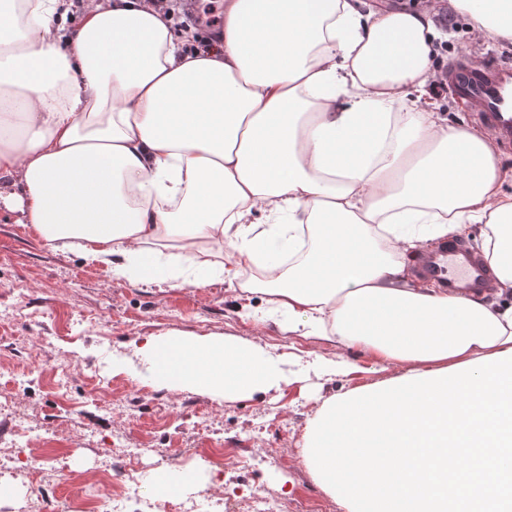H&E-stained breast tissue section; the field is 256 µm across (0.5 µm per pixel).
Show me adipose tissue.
<instances>
[{
  "label": "adipose tissue",
  "instance_id": "adipose-tissue-1",
  "mask_svg": "<svg viewBox=\"0 0 512 512\" xmlns=\"http://www.w3.org/2000/svg\"><path fill=\"white\" fill-rule=\"evenodd\" d=\"M450 2L512 46V0ZM434 15L224 0L190 52L194 30L149 0H0V199L47 246L131 282L164 249L177 263L156 282L171 288L294 255L266 285L265 319L330 343V372L354 355L414 375L510 350L512 167L489 133L419 105L437 79ZM475 224L488 298L414 273L416 253ZM135 351L158 382L218 401L292 381L233 335L171 330Z\"/></svg>",
  "mask_w": 512,
  "mask_h": 512
}]
</instances>
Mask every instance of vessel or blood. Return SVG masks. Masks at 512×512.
<instances>
[{
	"label": "vessel or blood",
	"instance_id": "vessel-or-blood-1",
	"mask_svg": "<svg viewBox=\"0 0 512 512\" xmlns=\"http://www.w3.org/2000/svg\"><path fill=\"white\" fill-rule=\"evenodd\" d=\"M448 85L470 103L477 120L503 148L512 147V69L498 64L473 65L461 56L448 68ZM418 274L455 295L479 296L491 286L485 255L463 242H440L420 253Z\"/></svg>",
	"mask_w": 512,
	"mask_h": 512
}]
</instances>
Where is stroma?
I'll return each mask as SVG.
<instances>
[{"label": "stroma", "instance_id": "obj_1", "mask_svg": "<svg viewBox=\"0 0 512 512\" xmlns=\"http://www.w3.org/2000/svg\"><path fill=\"white\" fill-rule=\"evenodd\" d=\"M435 23L446 35L437 70L464 54L512 66V51L478 36L447 0ZM19 217L0 204V512H36L38 498L15 463L22 451L43 456L51 476L70 473L59 489L86 512L88 495L114 464L104 446L116 437L140 449L138 469L146 474L175 455L189 471L215 466L226 490L256 485L276 492L286 512L308 498L323 512H342L301 462L305 426L324 399L374 382L376 374H323L319 359L329 343L262 325V293H251L255 316L245 321L223 283L170 288L115 280L77 252L43 245ZM171 329L267 346L288 357L293 382L221 404L120 373L136 360L132 340ZM20 424L35 429L37 441L16 434ZM202 448L211 458L199 456Z\"/></svg>", "mask_w": 512, "mask_h": 512}]
</instances>
